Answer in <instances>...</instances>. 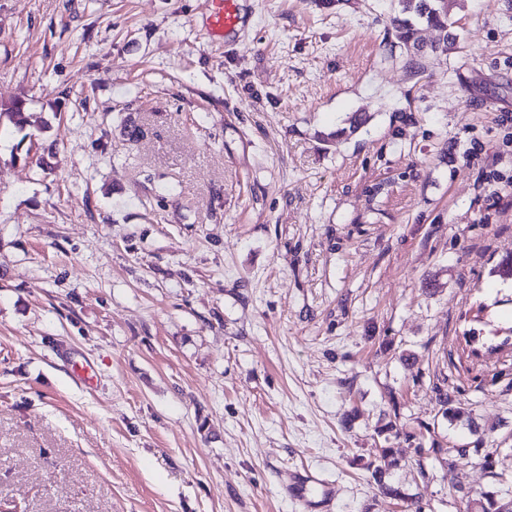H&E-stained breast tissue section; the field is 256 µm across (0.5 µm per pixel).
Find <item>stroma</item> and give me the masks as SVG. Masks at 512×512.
Listing matches in <instances>:
<instances>
[{
    "mask_svg": "<svg viewBox=\"0 0 512 512\" xmlns=\"http://www.w3.org/2000/svg\"><path fill=\"white\" fill-rule=\"evenodd\" d=\"M242 4L216 47L205 0H0V512H306L292 472L327 512H475L512 481V346L466 342L512 325V0L417 25L420 77L397 0ZM391 449L384 448L379 457L378 463H371L368 467L371 470V477L382 493L393 499H402L403 494L398 487H395L386 481L387 470L392 465Z\"/></svg>",
    "mask_w": 512,
    "mask_h": 512,
    "instance_id": "stroma-1",
    "label": "stroma"
}]
</instances>
